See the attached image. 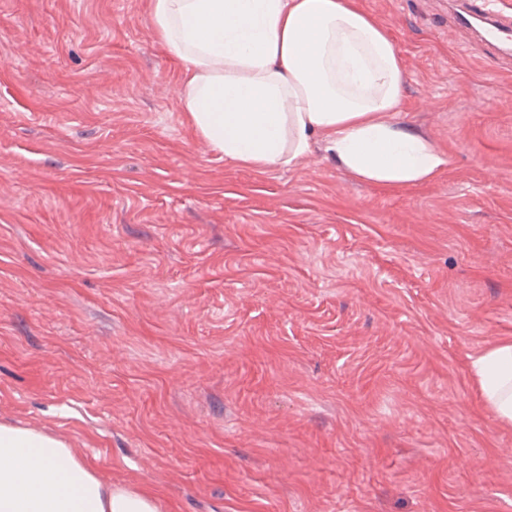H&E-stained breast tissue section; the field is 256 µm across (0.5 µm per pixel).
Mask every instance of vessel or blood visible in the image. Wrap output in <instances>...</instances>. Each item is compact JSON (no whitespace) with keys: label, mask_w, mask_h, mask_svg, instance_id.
Here are the masks:
<instances>
[{"label":"vessel or blood","mask_w":512,"mask_h":512,"mask_svg":"<svg viewBox=\"0 0 512 512\" xmlns=\"http://www.w3.org/2000/svg\"><path fill=\"white\" fill-rule=\"evenodd\" d=\"M456 22L480 33L489 54L499 59L512 57V14L497 10L494 0H464Z\"/></svg>","instance_id":"b4317fda"}]
</instances>
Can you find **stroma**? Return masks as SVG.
Returning a JSON list of instances; mask_svg holds the SVG:
<instances>
[{
    "label": "stroma",
    "mask_w": 512,
    "mask_h": 512,
    "mask_svg": "<svg viewBox=\"0 0 512 512\" xmlns=\"http://www.w3.org/2000/svg\"><path fill=\"white\" fill-rule=\"evenodd\" d=\"M147 2L0 0V419L165 512H512L468 373L512 339V64L460 0H362L448 170L258 173L186 127Z\"/></svg>",
    "instance_id": "obj_1"
}]
</instances>
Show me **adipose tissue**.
Listing matches in <instances>:
<instances>
[{"label": "adipose tissue", "instance_id": "obj_1", "mask_svg": "<svg viewBox=\"0 0 512 512\" xmlns=\"http://www.w3.org/2000/svg\"><path fill=\"white\" fill-rule=\"evenodd\" d=\"M154 40L181 64L193 134L235 165L292 169L315 142L358 181L430 182L448 154L398 121L406 69L358 0H150ZM479 399L512 426V340L469 359ZM106 480L67 440L0 421V512H163Z\"/></svg>", "mask_w": 512, "mask_h": 512}]
</instances>
